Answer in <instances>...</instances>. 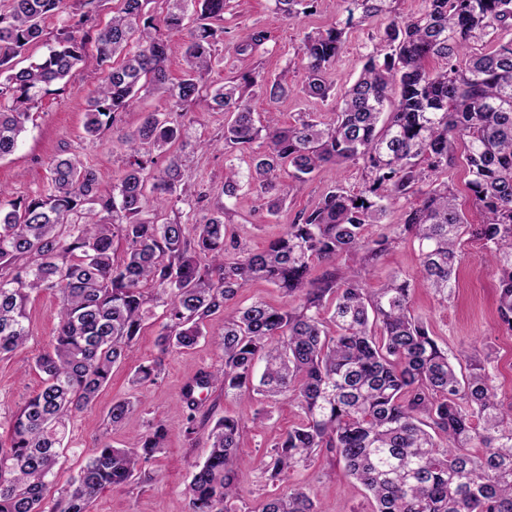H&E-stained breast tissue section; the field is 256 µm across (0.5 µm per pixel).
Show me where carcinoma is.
Segmentation results:
<instances>
[{
  "mask_svg": "<svg viewBox=\"0 0 512 512\" xmlns=\"http://www.w3.org/2000/svg\"><path fill=\"white\" fill-rule=\"evenodd\" d=\"M112 17L95 25L102 0H0V159L18 147L31 110L70 80L94 49L107 73L90 98L84 130L98 138L120 133L122 178L101 185L77 155L57 156L48 189L13 198L0 187V354L29 339L26 303L51 290L59 298L49 350L35 359L42 385L12 417L0 440V512H90L105 489L130 485L165 447L168 428L151 422L128 445L103 441L58 497L51 477L65 449L69 418L88 407L130 358L147 304L163 307L160 353L190 349L224 316L220 365L198 372L181 395L190 415L185 433L207 430L208 453L192 465L190 512H238V419L202 409L203 394L220 387L244 399L252 422L285 399L300 422L257 467L276 479L325 450L361 485L372 512H512V404L497 398L489 355L477 347L448 353L412 312L425 288L446 298L458 245L482 241L498 273V329L512 335V0H425L423 12L402 17L395 0H341L345 19L304 34L306 80L293 87L261 71L240 72L224 84L204 75L224 60L227 0H115ZM276 13L312 12L316 0H273ZM68 13V24L46 43L47 53L19 66L45 36L46 20ZM383 18L371 36L355 81L336 95L327 121L302 118L285 127L276 113L255 118L251 91L272 102L293 93L327 99L330 70L348 30ZM179 45L180 78L169 77ZM264 44L244 32L238 55ZM433 60L441 62L430 67ZM168 99L167 112H146L132 132L118 128L141 93ZM224 111L222 148L237 153L224 168V202L199 221H182L205 196L192 190L189 129L201 103ZM463 151H458V148ZM463 163L478 224L468 222L450 172ZM362 169L360 189L338 183L282 234L251 253L228 231L227 202L244 188L260 191L271 215L327 166ZM288 170V186L277 175ZM404 203L398 237L417 244L420 268L391 273L365 287L394 238L369 234L387 209ZM123 242L121 258L114 243ZM361 254L362 272L341 263ZM324 272L310 277L314 265ZM256 281L282 291L290 303L261 299L240 307L239 293ZM162 358L141 366L134 382H153ZM135 409L112 401L110 422ZM258 512H323L303 485L269 497Z\"/></svg>",
  "mask_w": 512,
  "mask_h": 512,
  "instance_id": "cac0c4a2",
  "label": "carcinoma"
}]
</instances>
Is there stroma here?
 <instances>
[{
  "label": "stroma",
  "mask_w": 512,
  "mask_h": 512,
  "mask_svg": "<svg viewBox=\"0 0 512 512\" xmlns=\"http://www.w3.org/2000/svg\"><path fill=\"white\" fill-rule=\"evenodd\" d=\"M341 18L339 0H317L311 13L293 19L276 14L272 0H229L224 14L225 46H232L240 30L247 29L265 35L264 49L251 55L226 54L223 63L214 65L207 80L216 84L223 82L230 71L256 69L289 84L302 85L306 74L297 49L303 35ZM375 30L372 24L351 30L341 61L330 75L334 90H343L355 79ZM104 75L105 69L99 65L95 54H88L70 81L59 91L44 96L38 108L32 110L16 151L0 159V186L13 197L25 198L43 192L48 185L49 165L64 149L78 154L93 167L102 183L110 184L121 178V157L125 151L121 141L109 132L99 139H89L83 127L88 100ZM333 105V100L298 93L275 102L268 101L261 92L252 94L256 112H275L286 125L293 124L303 112L330 115ZM223 129V111L199 107L191 136L202 148L194 158L191 182L195 190L207 192L212 203L220 197L229 157L221 151L204 149L203 144L220 135ZM339 180L348 188H358L361 172L354 166L343 170L324 169L304 189L289 197L275 216L267 213L255 192L242 190L233 201L235 215L229 230L250 249L260 250L292 222L298 211L311 208ZM460 251L457 288L452 297L441 301L419 288L413 294V310L450 351L488 345L489 367L498 397L512 400V336L502 334L496 326L497 272L485 261L480 241L463 238ZM417 264L416 246L406 239L397 240L380 258L374 273L367 276L366 285L377 287L394 271L414 272ZM57 311L56 295L48 292L32 295L27 304L29 342L11 354L0 355V436L8 431L7 419L41 384L33 362L50 346ZM157 330V318L146 321L135 344L133 359L115 366L109 386L99 393L91 406L71 420L69 447L54 471L51 489L55 492L66 487L77 475L85 462L84 450L96 447L100 441H109L116 447L126 445L152 421L164 423L169 429L164 451L142 470L140 478L125 488L100 493L91 512H190L187 486L192 465L206 456L207 449L204 438L191 439L184 432L188 410L181 399V388L184 380L198 371L217 367L221 352L213 338L208 337L194 348L160 356L155 343ZM157 358L162 361V371L156 382L134 386L132 377L136 364ZM117 398L134 399L137 406L123 424L115 426L107 412ZM212 398L220 412L240 417L243 423L239 479L241 501L247 508L258 507L267 496L281 492L293 481L313 492L325 512H370L365 495L348 481L340 477L323 479V472L342 468L341 463L326 453L317 454L306 467L281 475L275 481L255 467V459L270 451L275 438L299 422L301 414L296 407L285 402L272 405L264 428L257 430L252 425L250 412L238 400L225 397L218 390L213 391Z\"/></svg>",
  "instance_id": "1"
}]
</instances>
